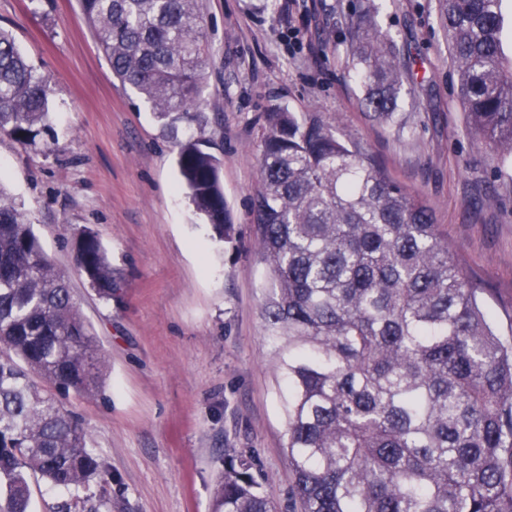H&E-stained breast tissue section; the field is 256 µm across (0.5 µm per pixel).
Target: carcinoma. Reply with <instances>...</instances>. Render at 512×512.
<instances>
[{
    "label": "carcinoma",
    "mask_w": 512,
    "mask_h": 512,
    "mask_svg": "<svg viewBox=\"0 0 512 512\" xmlns=\"http://www.w3.org/2000/svg\"><path fill=\"white\" fill-rule=\"evenodd\" d=\"M112 74L163 130L203 124L206 36L200 0H79ZM504 0H441L467 123L495 159H512V59ZM363 104L398 111L406 72L370 12L351 26ZM50 87L0 30V133L35 140ZM210 141L177 142L197 213L231 240ZM254 204L257 252L273 280L262 315L284 343L279 371L291 495L300 512H512V341L435 224L431 207L312 113L266 115ZM76 263L112 300L99 237ZM104 359L68 280L0 186V512H30L27 471L78 491L112 481L57 396H94ZM38 376L43 386L35 384ZM221 512H276L250 457L224 462Z\"/></svg>",
    "instance_id": "cac0c4a2"
}]
</instances>
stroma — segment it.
Here are the masks:
<instances>
[{"label": "stroma", "mask_w": 512, "mask_h": 512, "mask_svg": "<svg viewBox=\"0 0 512 512\" xmlns=\"http://www.w3.org/2000/svg\"><path fill=\"white\" fill-rule=\"evenodd\" d=\"M364 8L413 76L390 123L365 110L354 76L348 29ZM203 15L202 136L221 160L229 242L194 213L174 134L113 78L78 0H0V28L50 82L52 128L31 144L0 133V184L68 275L105 359L99 394L63 402L112 474L86 491L99 512H217L229 454L252 457L266 495L293 512L286 387L262 316L271 282L252 232L273 106L318 113L423 197L512 337V166L497 171L468 126L439 0H203ZM85 228L112 263L111 301L77 269ZM28 482L31 512H79L73 491L36 473Z\"/></svg>", "instance_id": "obj_1"}]
</instances>
